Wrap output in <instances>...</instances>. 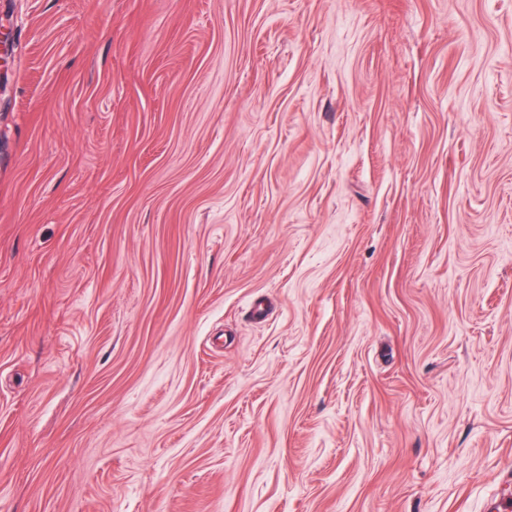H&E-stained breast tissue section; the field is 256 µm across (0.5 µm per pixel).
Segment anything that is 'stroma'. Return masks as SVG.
Returning <instances> with one entry per match:
<instances>
[{"instance_id":"35a3bbf8","label":"stroma","mask_w":512,"mask_h":512,"mask_svg":"<svg viewBox=\"0 0 512 512\" xmlns=\"http://www.w3.org/2000/svg\"><path fill=\"white\" fill-rule=\"evenodd\" d=\"M0 25V512L512 494V0Z\"/></svg>"}]
</instances>
